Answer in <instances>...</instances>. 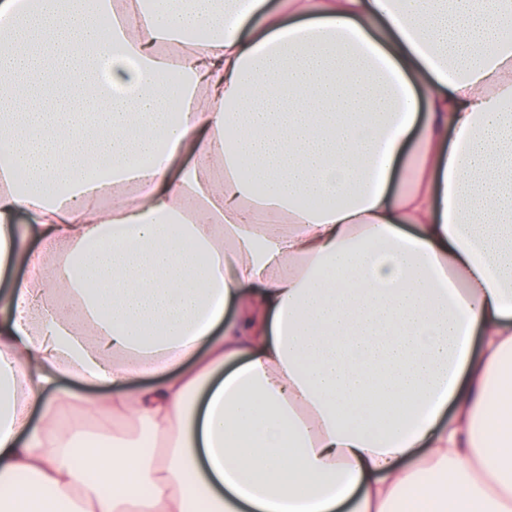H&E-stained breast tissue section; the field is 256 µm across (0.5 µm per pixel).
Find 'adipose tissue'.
<instances>
[{
	"instance_id": "1",
	"label": "adipose tissue",
	"mask_w": 512,
	"mask_h": 512,
	"mask_svg": "<svg viewBox=\"0 0 512 512\" xmlns=\"http://www.w3.org/2000/svg\"><path fill=\"white\" fill-rule=\"evenodd\" d=\"M511 30L0 0V512H512ZM64 375L110 388L98 443Z\"/></svg>"
}]
</instances>
